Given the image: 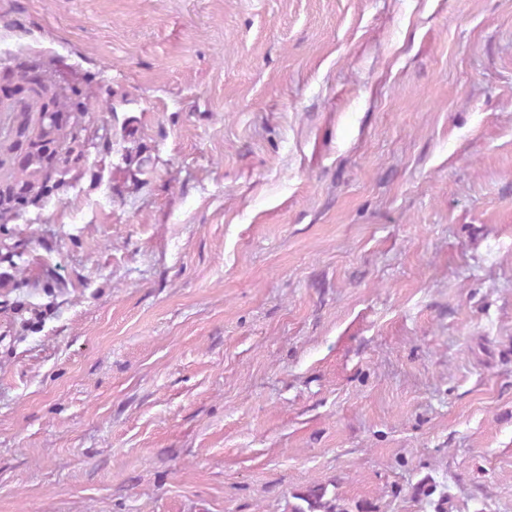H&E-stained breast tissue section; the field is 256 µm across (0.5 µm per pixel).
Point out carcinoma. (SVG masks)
Masks as SVG:
<instances>
[{
    "mask_svg": "<svg viewBox=\"0 0 512 512\" xmlns=\"http://www.w3.org/2000/svg\"><path fill=\"white\" fill-rule=\"evenodd\" d=\"M59 112H44L39 101L28 99L12 113L13 135L0 140V221L7 220L29 200H39L65 188L63 174H48L52 161L61 171L83 159L79 150L81 101L58 102ZM288 512H349L328 496L324 485L293 494Z\"/></svg>",
    "mask_w": 512,
    "mask_h": 512,
    "instance_id": "carcinoma-1",
    "label": "carcinoma"
}]
</instances>
